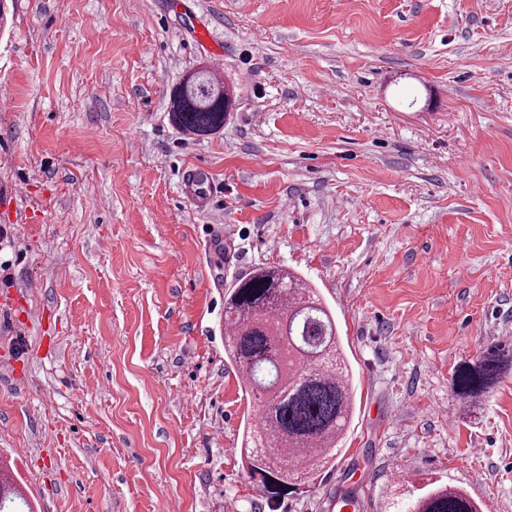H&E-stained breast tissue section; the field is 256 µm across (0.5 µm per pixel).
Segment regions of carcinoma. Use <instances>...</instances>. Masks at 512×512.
<instances>
[{"label":"carcinoma","mask_w":512,"mask_h":512,"mask_svg":"<svg viewBox=\"0 0 512 512\" xmlns=\"http://www.w3.org/2000/svg\"><path fill=\"white\" fill-rule=\"evenodd\" d=\"M232 101L206 71L186 76L170 96L178 129L207 136L224 128ZM224 337L246 394L261 415L246 420L249 474L268 503L298 493L304 476L331 463L354 412L350 375L331 311L294 271L262 265L224 296ZM511 360L489 349L452 376L456 397L469 407ZM403 512H482L456 485H434L410 499Z\"/></svg>","instance_id":"cac0c4a2"}]
</instances>
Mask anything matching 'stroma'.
I'll return each mask as SVG.
<instances>
[{
  "instance_id": "35a3bbf8",
  "label": "stroma",
  "mask_w": 512,
  "mask_h": 512,
  "mask_svg": "<svg viewBox=\"0 0 512 512\" xmlns=\"http://www.w3.org/2000/svg\"><path fill=\"white\" fill-rule=\"evenodd\" d=\"M219 48L236 105L186 135L170 91ZM0 99V472L32 512H402L430 479L512 512V369L475 414L452 390L512 350V0H15ZM259 265L330 306L356 400L276 509L224 350ZM211 187V176L206 167L195 166L184 173L181 192L197 208H209Z\"/></svg>"
}]
</instances>
